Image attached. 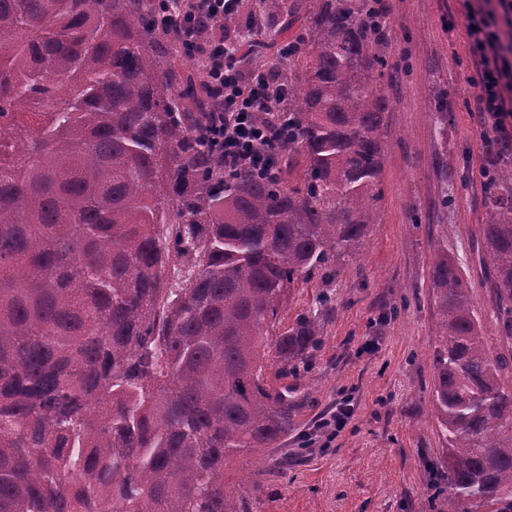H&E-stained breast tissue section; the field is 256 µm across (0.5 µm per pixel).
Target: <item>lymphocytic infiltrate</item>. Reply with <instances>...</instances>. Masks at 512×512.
I'll list each match as a JSON object with an SVG mask.
<instances>
[{
    "label": "lymphocytic infiltrate",
    "instance_id": "obj_1",
    "mask_svg": "<svg viewBox=\"0 0 512 512\" xmlns=\"http://www.w3.org/2000/svg\"><path fill=\"white\" fill-rule=\"evenodd\" d=\"M238 0H179L178 18L188 50L198 56L201 84L213 106L206 136L223 141L224 165L233 167L266 156L277 146L270 102L279 86L273 70L241 69L230 59L224 37L214 29L233 15ZM465 29L476 70L468 80L474 109L502 139H512V0H465Z\"/></svg>",
    "mask_w": 512,
    "mask_h": 512
}]
</instances>
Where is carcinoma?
<instances>
[{
    "label": "carcinoma",
    "instance_id": "carcinoma-1",
    "mask_svg": "<svg viewBox=\"0 0 512 512\" xmlns=\"http://www.w3.org/2000/svg\"><path fill=\"white\" fill-rule=\"evenodd\" d=\"M178 0H0V512H249L224 466L277 448L332 306L291 288L376 223L390 99L379 0H311L276 97L277 174L224 169L164 58ZM268 27L298 0H256ZM482 170L499 341L437 250L432 411L452 512H512V158Z\"/></svg>",
    "mask_w": 512,
    "mask_h": 512
}]
</instances>
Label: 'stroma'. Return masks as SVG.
I'll list each match as a JSON object with an SVG mask.
<instances>
[{
  "instance_id": "35a3bbf8",
  "label": "stroma",
  "mask_w": 512,
  "mask_h": 512,
  "mask_svg": "<svg viewBox=\"0 0 512 512\" xmlns=\"http://www.w3.org/2000/svg\"><path fill=\"white\" fill-rule=\"evenodd\" d=\"M391 99L376 224L336 276L298 284L279 323L287 328L327 295L334 308L307 368L285 383L298 401L280 442L287 470L256 480L254 456L228 461L224 479L251 512H451L435 481L446 444L431 411L439 329L429 282L439 236L473 285L487 339L496 336L490 291L473 246L485 221L482 127L471 112L474 72L462 0H387ZM447 120H440V112ZM448 207H440L441 196ZM354 414L324 447L304 445L337 402Z\"/></svg>"
}]
</instances>
